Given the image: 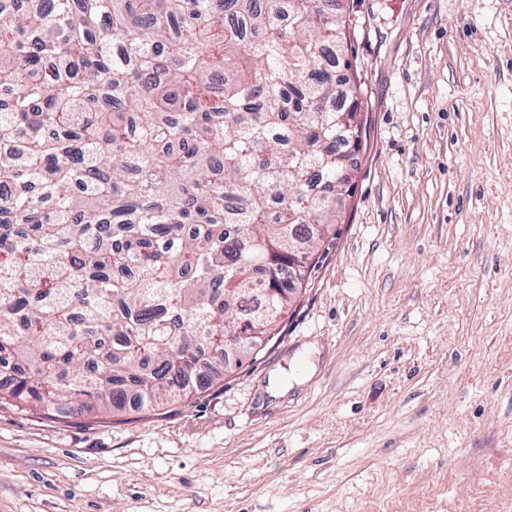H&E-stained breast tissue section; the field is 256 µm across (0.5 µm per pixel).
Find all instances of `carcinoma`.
<instances>
[{
    "instance_id": "obj_1",
    "label": "carcinoma",
    "mask_w": 512,
    "mask_h": 512,
    "mask_svg": "<svg viewBox=\"0 0 512 512\" xmlns=\"http://www.w3.org/2000/svg\"><path fill=\"white\" fill-rule=\"evenodd\" d=\"M0 10V404L185 394L239 327L275 337L367 146L337 0ZM360 115L357 128L336 123Z\"/></svg>"
}]
</instances>
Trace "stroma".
Segmentation results:
<instances>
[{
    "mask_svg": "<svg viewBox=\"0 0 512 512\" xmlns=\"http://www.w3.org/2000/svg\"><path fill=\"white\" fill-rule=\"evenodd\" d=\"M369 137L279 334L149 410L0 408V512H512V0H359Z\"/></svg>",
    "mask_w": 512,
    "mask_h": 512,
    "instance_id": "stroma-1",
    "label": "stroma"
}]
</instances>
